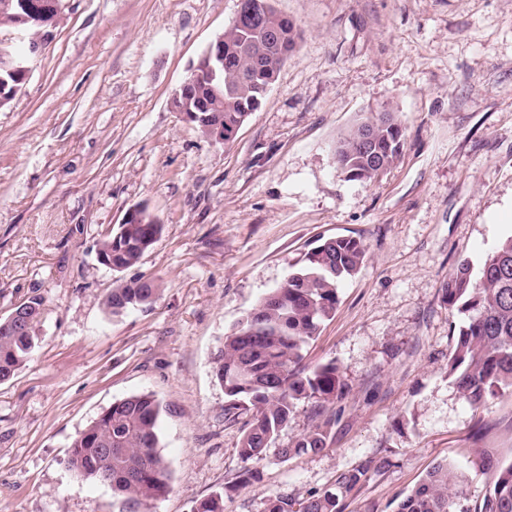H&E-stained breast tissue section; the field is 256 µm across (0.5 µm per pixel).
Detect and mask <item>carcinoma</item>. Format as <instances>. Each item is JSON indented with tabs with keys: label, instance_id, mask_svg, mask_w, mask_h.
<instances>
[{
	"label": "carcinoma",
	"instance_id": "cac0c4a2",
	"mask_svg": "<svg viewBox=\"0 0 512 512\" xmlns=\"http://www.w3.org/2000/svg\"><path fill=\"white\" fill-rule=\"evenodd\" d=\"M20 0H0V25L22 20ZM44 24L26 23L30 36L55 27L59 14L49 11ZM267 23L281 34L280 56L258 63L251 45L265 41L254 26H230L223 40L209 45L224 60L212 80L196 75L186 90L175 92L172 105L188 115L198 129L209 134L222 126L228 131L242 126L256 111L277 81L282 63L294 49L296 24L268 9ZM27 80L26 73L0 66V108L15 99ZM374 112L336 141L334 162L345 178L372 181L382 165H391L403 148V131L394 116ZM373 131L371 150L363 151V137ZM163 225L147 208L132 224H120L106 233L98 249L121 272L137 265L158 240ZM367 255V246L353 237L327 238L305 254L302 266L248 311L224 336L214 357L215 379L224 388V414H250L237 443L244 470L238 485L255 478L254 465L267 457L281 432L294 418L297 405L307 403L320 424L290 446L279 449L283 458L317 454L329 447L336 415L325 414L324 404L348 393L336 362L310 367L304 351L330 319L339 303L338 286L356 275ZM159 292L153 279L115 281L104 300L105 309L120 315L130 308L151 305ZM448 310L461 316L462 325L448 357V378L459 396L475 411L485 410L490 400L512 391V235L503 239L475 270L461 262L442 288ZM35 329L23 332L0 325V382L9 380L31 359ZM161 405L151 394H134L112 403L70 444L68 465L84 480L111 477L119 512H139L169 490L170 469L159 449ZM112 448V458L104 456ZM391 467L387 456L370 455L336 476L331 487L312 490L302 498L280 493L268 500L266 512H346L353 498L371 476ZM491 481L482 495L470 500L465 473L451 460L438 461L419 484L395 507L394 512H512V462L488 463ZM195 512H224V493L202 499Z\"/></svg>",
	"mask_w": 512,
	"mask_h": 512
}]
</instances>
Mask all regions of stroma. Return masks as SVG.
Returning <instances> with one entry per match:
<instances>
[{
  "label": "stroma",
  "instance_id": "35a3bbf8",
  "mask_svg": "<svg viewBox=\"0 0 512 512\" xmlns=\"http://www.w3.org/2000/svg\"><path fill=\"white\" fill-rule=\"evenodd\" d=\"M62 19L0 109V319L42 299L32 359L0 384V512H118L112 489L67 464L73 437L113 402L151 393L164 412L168 494L152 512H265L369 455L346 512H393L438 460L483 492L484 458L512 461V393L477 414L448 379L459 316L441 289L512 235V0H272L299 30L262 105L215 142L172 106L238 0H64ZM405 144L372 181L337 171V138L373 112ZM145 205L163 224L116 273L98 240ZM361 238L305 362L335 361L349 387L319 454L280 457L314 423L309 404L245 487L243 418L213 374L224 336L318 239ZM157 279L146 308L107 313L115 280Z\"/></svg>",
  "mask_w": 512,
  "mask_h": 512
}]
</instances>
